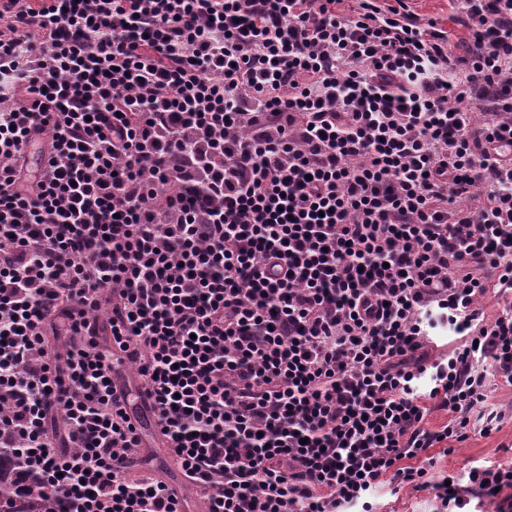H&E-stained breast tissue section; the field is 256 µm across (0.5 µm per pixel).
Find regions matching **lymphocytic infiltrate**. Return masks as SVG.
<instances>
[{
	"mask_svg": "<svg viewBox=\"0 0 512 512\" xmlns=\"http://www.w3.org/2000/svg\"><path fill=\"white\" fill-rule=\"evenodd\" d=\"M460 20L457 54L379 0H0V447L49 512H183L127 475L121 366L208 512L512 491L432 454L512 386L474 306L512 290V0Z\"/></svg>",
	"mask_w": 512,
	"mask_h": 512,
	"instance_id": "1",
	"label": "lymphocytic infiltrate"
}]
</instances>
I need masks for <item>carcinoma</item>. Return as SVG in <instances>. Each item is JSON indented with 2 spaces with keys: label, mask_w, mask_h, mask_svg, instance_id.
Returning <instances> with one entry per match:
<instances>
[{
  "label": "carcinoma",
  "mask_w": 512,
  "mask_h": 512,
  "mask_svg": "<svg viewBox=\"0 0 512 512\" xmlns=\"http://www.w3.org/2000/svg\"><path fill=\"white\" fill-rule=\"evenodd\" d=\"M20 462L9 448H0V512H48L46 489L36 471L19 477Z\"/></svg>",
  "instance_id": "obj_1"
}]
</instances>
